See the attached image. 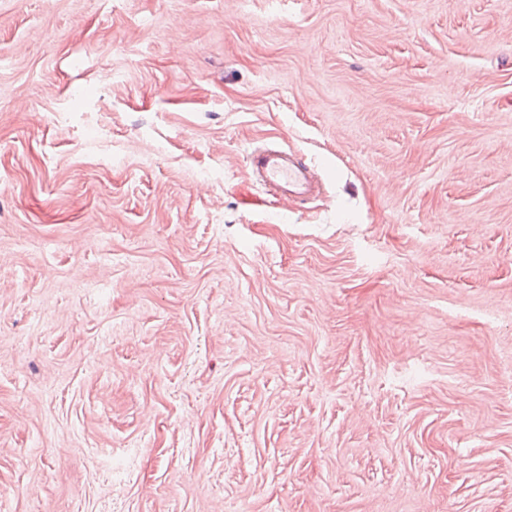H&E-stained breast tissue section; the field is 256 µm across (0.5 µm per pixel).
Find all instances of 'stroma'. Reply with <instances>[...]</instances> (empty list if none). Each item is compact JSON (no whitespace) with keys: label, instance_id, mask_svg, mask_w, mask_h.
Returning a JSON list of instances; mask_svg holds the SVG:
<instances>
[{"label":"stroma","instance_id":"stroma-1","mask_svg":"<svg viewBox=\"0 0 512 512\" xmlns=\"http://www.w3.org/2000/svg\"><path fill=\"white\" fill-rule=\"evenodd\" d=\"M0 512H512V0H0ZM249 166L262 184L282 197L305 199L313 192L306 164L291 152L275 147H255L248 154Z\"/></svg>","mask_w":512,"mask_h":512}]
</instances>
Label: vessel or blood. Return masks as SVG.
<instances>
[{"instance_id": "b4317fda", "label": "vessel or blood", "mask_w": 512, "mask_h": 512, "mask_svg": "<svg viewBox=\"0 0 512 512\" xmlns=\"http://www.w3.org/2000/svg\"><path fill=\"white\" fill-rule=\"evenodd\" d=\"M249 166L262 184L285 198L309 197L313 181L306 164L291 152L257 147L248 155Z\"/></svg>"}]
</instances>
